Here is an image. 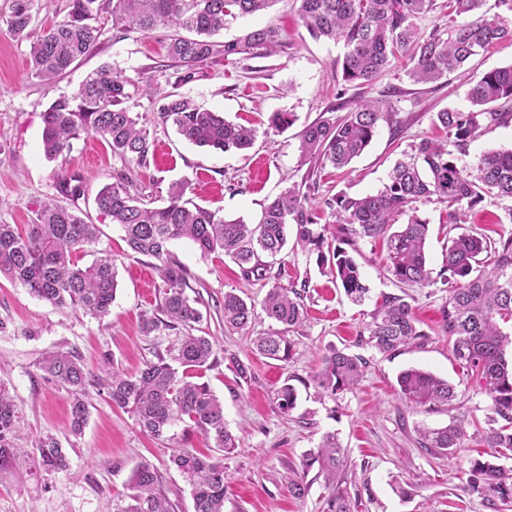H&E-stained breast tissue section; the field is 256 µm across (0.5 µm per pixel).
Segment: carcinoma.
I'll return each instance as SVG.
<instances>
[{
    "label": "carcinoma",
    "mask_w": 512,
    "mask_h": 512,
    "mask_svg": "<svg viewBox=\"0 0 512 512\" xmlns=\"http://www.w3.org/2000/svg\"><path fill=\"white\" fill-rule=\"evenodd\" d=\"M279 0H70L67 13L30 46L31 77L49 88L76 62L101 43L106 27L99 22L109 12L112 28L141 32L167 30V52L183 69L175 83L192 78L200 67L217 58L260 52L270 55L282 43L279 30L251 29L232 39L220 41L230 21L272 7ZM308 35L314 40L341 42L342 81L360 87L372 84L390 67L397 55H409V77L430 83L455 73L470 59L489 47L512 42V18L490 15L482 10L485 0H448V30L423 37L417 22L435 9L434 0H293ZM45 0H12L10 13L0 17L7 32L16 39L29 35V28ZM131 81L109 65L88 74L70 96L55 99L43 116L42 145L53 159L68 152L83 135L104 138L112 153L138 164L147 160L151 144L147 129L131 115L126 91ZM470 109H445L436 113L435 125L462 147L480 132L483 123H498L505 113L498 105H512V65L499 67L470 82ZM392 113L374 100L353 101L343 114L331 107L297 134L298 150L304 163L316 168L329 163L340 169L352 163L372 142L379 125ZM157 119L172 124L187 142L220 151L245 150L253 144L256 131L228 121L217 112L202 110L177 93L163 98ZM295 123L290 112H273L268 129L284 132ZM129 178L114 176L95 197L103 218L121 227L129 248L159 262L163 281L160 311L163 317L145 316L144 335L156 334L178 325L188 326L201 319L199 300L186 293L185 270L169 258L168 244L187 239L204 254L220 252L231 258L247 281L267 279L271 265L262 257L276 258L288 244V237L309 253L317 265L330 271L345 295L355 303L365 300L360 265L348 248L357 241H384L388 270L401 294L383 293L376 301L368 327V343L379 353L392 355L417 344L427 336L413 312L409 288L441 283L450 285L443 332L454 338L453 355L478 381L491 399V426L484 432L486 447L495 449L493 459L469 461L467 490L483 496L492 512L512 507V470L498 463L512 454V334L503 326L512 322V234L494 239L484 229L471 228L448 240L443 266L432 277L427 254L429 222L415 214L414 204L436 201L447 207L446 223H465L466 210L489 195L512 200V149H488L479 158L476 172L459 166L448 144L423 138L412 153L395 163L389 182L375 194L350 197L340 193L326 201L335 217L333 228L319 223L311 205L310 186L293 184L264 204L253 222L227 220L212 210L184 200L186 184L172 186L167 204L149 208L128 189ZM58 188L78 199L82 194L78 175H63ZM408 220L397 224V217ZM99 228L76 211L53 200L40 205L33 223L21 232L13 224H0V276L27 288L34 296L55 306L79 308L100 319L109 315L117 291L114 259L106 255L81 266L76 255L97 241ZM266 317L287 327L304 318L301 294L295 289L272 288L256 303L233 291L224 293V325L247 328L256 306ZM260 354L288 361L294 341L283 333L257 336ZM213 356V344L202 335L187 333L178 342L173 361L162 355L149 361L135 375L105 366L93 373L78 358L63 351L43 357L42 368L72 394L70 429L82 433L89 409L83 393L89 385L102 387L112 405L131 412L143 431L164 436L179 422L209 434L222 456L203 455L181 448L171 462L191 489L194 512H224V457L238 445L224 423V406L209 386L193 381L189 371L206 366ZM177 362L184 373L172 365ZM365 369L363 358L331 350L322 359L311 381L328 396L355 388ZM402 398L416 405L446 406L456 396L448 380L419 368L398 375ZM297 401L296 387L284 383L274 397L275 408L288 413ZM504 424H498V421ZM18 424L17 407L0 387V465L13 458L18 449L10 436ZM465 436L460 421L423 432L424 447L440 454L459 447ZM41 464L49 471L67 469L68 459L61 442L51 436L38 439ZM318 467L332 487L326 512H351L341 489L346 470L345 452L328 433L320 446L302 461V474L288 483L295 498L308 494L305 472ZM159 477L153 465L142 462L132 472L131 494L117 512H170L171 504L160 493Z\"/></svg>",
    "instance_id": "carcinoma-1"
}]
</instances>
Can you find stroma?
Instances as JSON below:
<instances>
[{"label": "stroma", "mask_w": 512, "mask_h": 512, "mask_svg": "<svg viewBox=\"0 0 512 512\" xmlns=\"http://www.w3.org/2000/svg\"><path fill=\"white\" fill-rule=\"evenodd\" d=\"M278 26L283 44L268 57L240 54L203 69L185 82L158 80L146 86L154 66L167 63L162 31H107L84 60L73 65L53 88H43L29 74V41L0 32V224L31 223L35 210L55 199L98 224V240L86 247L80 265L109 254L117 265L118 287L110 314L102 319L70 307H58L32 296L18 284L0 280V386L17 405L19 425L11 441L18 453L0 466V512H115L127 503L129 478L143 461L155 466L162 491L174 512H193L190 487L171 462L172 450L187 444L208 454L211 438L177 424L156 439L143 431L133 415L115 408L104 391L88 388L89 419L81 435L69 432L68 393L39 367L46 352L60 349L77 355L95 371L107 362L127 373L139 371L156 353L173 348L183 328L143 335V315L156 313L162 281L152 258L133 253L118 225L101 219L95 196L113 175L126 174L133 194L150 206L164 205L173 184L186 183L185 196L201 206L221 210L226 219L250 222L264 203L281 190L301 182L308 173L298 151L296 134L329 107L365 96L382 99L388 87L398 94L390 100L395 120L381 123L371 144L348 168L331 167L316 178L312 202L321 223H332L327 199L344 193L373 194L388 181L395 161L422 138L436 136L437 112L468 111L469 79L512 64V43L490 47L477 58L468 77L449 75L429 84H416L406 75L407 60L366 89L344 86L336 71L342 46L312 40L291 0L272 10L232 21L225 38L251 27ZM109 64L131 79V112L149 133V157L139 165L113 154L103 139L84 136L69 152L46 159L42 150V114L62 95L73 94L92 71ZM192 99L234 123L257 129L246 150L221 152L185 141L171 125L154 114L169 93ZM274 112L294 113L293 127L281 133L267 130ZM512 147V119L482 127L474 140L455 154L461 166L474 169L491 148ZM77 174L83 193L78 200L60 194L59 174ZM468 226L512 234V201L485 198L468 212ZM355 258L369 294L352 304L330 273L320 271L307 251L286 249L268 279L244 281L238 267L223 254H201L189 240L170 243L171 256L186 270L190 296L199 298L202 317L195 331L208 336L214 354L197 371L224 405V418L238 448L224 459V512H325L330 494L317 470L303 471V457L328 433L336 434L348 458L342 484L351 512H487L480 495L465 491L469 460L489 457L483 432L491 415L489 396L455 361L452 341L442 330L448 289L442 284L412 289V306L427 337L423 344L384 356L370 347L364 334L380 294L397 293L384 265L381 244L358 241ZM276 286L303 290L306 317L294 330L296 343L288 362L257 353L253 336L273 329L257 316L245 330L224 325V294L235 291L261 301ZM366 361L359 386L336 398H322L315 387L298 391L295 408L287 414L273 405L276 391L287 379L309 378L331 349ZM248 366V379H239L233 360ZM409 367L441 376L456 388V398L444 407L415 406L398 395V374ZM465 422L459 448L440 455L421 448L420 432ZM51 435L67 454L66 471H47L31 448ZM304 475L306 497L293 498L288 483Z\"/></svg>", "instance_id": "stroma-1"}]
</instances>
